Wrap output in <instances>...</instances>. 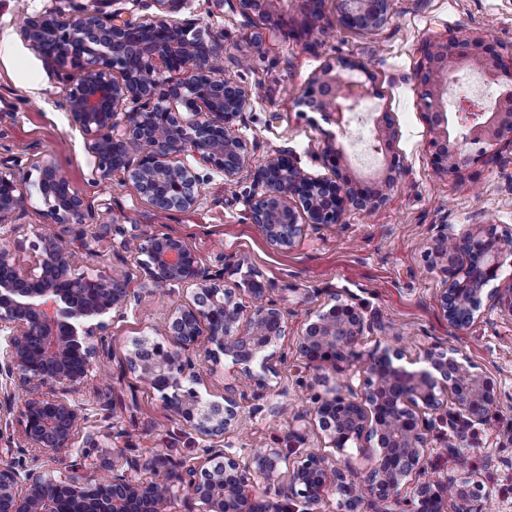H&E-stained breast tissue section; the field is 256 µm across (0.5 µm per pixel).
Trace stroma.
<instances>
[{
  "label": "stroma",
  "mask_w": 512,
  "mask_h": 512,
  "mask_svg": "<svg viewBox=\"0 0 512 512\" xmlns=\"http://www.w3.org/2000/svg\"><path fill=\"white\" fill-rule=\"evenodd\" d=\"M96 9V0H0V159L31 152L54 163L71 187L91 204L92 223L111 225L100 241L73 243L77 272L125 276L132 288L144 281L130 253L121 247L122 234L155 231L187 237L203 263L224 264V285L232 288L247 271H255L270 299L290 312L288 333L271 348L278 370L269 389L246 392L240 410L244 426L224 436L233 452L249 448L284 447L293 429H309L311 447L326 442L308 418L324 383L346 381L348 374L307 364L299 351L303 324L315 316L330 290L353 297L366 318L375 322L361 344L363 352L376 346L405 349L402 365L417 370L425 351L452 349L459 361L470 362L496 383L501 403L485 423L449 432L447 438L429 433L425 448L426 476L435 481L470 476L482 485L480 512H512V445L501 435L512 427V318L487 311L458 332L449 328L437 306L441 276L428 267V248L440 225L461 235L486 225L512 231V145L501 144L499 155L473 164L462 176L438 172L431 160L427 126L420 109L417 69L421 46L433 36L461 35L481 30L501 54L512 53V0H389L387 22L372 30L336 29L332 38L311 47L284 37L258 14L243 13L238 0H181L171 19L195 22L202 34L220 36L224 43L223 73L250 92V101L236 122L248 143L245 170L225 180L212 171L200 188L196 206L186 212H163L143 197L133 181L93 182L94 157L70 123L65 87L47 64L20 36L22 19L56 6L63 17L74 6ZM341 59L360 62L356 80L372 83L377 96L364 103L345 132L320 113L296 105L307 84ZM388 113L397 136L392 150L402 171L385 204L372 213L347 212L344 223L307 227L295 245L276 251L249 220V205L257 188L250 176L265 157L288 150L312 175H325L321 155L327 133H335L353 174H382L380 154L363 156L373 141L374 120ZM45 206L32 194L20 224L0 228V249L16 265L33 269L38 233ZM182 292L147 298L112 322L108 352L74 398L84 408L89 426L103 433L92 457L113 449L150 459L158 455L196 470L215 465L205 443L179 422L159 393L143 386L126 369L134 339L162 340L160 324L182 302ZM202 397L224 400L225 387L239 372L230 358H198ZM106 385L111 406L102 410L97 397ZM16 403L0 416V436L19 444L18 459L36 461L39 470L58 479H84L88 470L73 467L72 457H35L21 447L23 387H12ZM119 430L109 439L111 430Z\"/></svg>",
  "instance_id": "obj_1"
}]
</instances>
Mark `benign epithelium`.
Returning a JSON list of instances; mask_svg holds the SVG:
<instances>
[{
	"instance_id": "benign-epithelium-1",
	"label": "benign epithelium",
	"mask_w": 512,
	"mask_h": 512,
	"mask_svg": "<svg viewBox=\"0 0 512 512\" xmlns=\"http://www.w3.org/2000/svg\"><path fill=\"white\" fill-rule=\"evenodd\" d=\"M247 12L259 11L273 26L305 44L339 25L369 30L387 19L388 0H341L335 20L315 12L301 0L296 14L276 7L279 0H239ZM21 33L29 46L58 66L65 83L69 119L95 158L97 180L130 178L140 193L162 210H187L198 201L203 178L176 158L192 152L198 165L235 179L244 169L247 142L235 122L245 111L249 91L214 70L221 57L219 39H204L190 21L156 16L123 21L115 13L82 10L69 21L55 9L27 17ZM487 36H438L422 48L419 100L428 127L435 168L459 176L472 164L496 157L494 147L512 145V65ZM361 70L352 60L327 66L308 83L297 105L320 113L340 131L350 115L374 96L372 87L343 76ZM476 70L484 84L501 92L494 103L471 98L450 101L448 80ZM164 72H182L168 83ZM137 108L119 121L120 106ZM187 116H182L177 107ZM396 132L387 115L377 121L375 151L385 161L384 174L356 178L349 172L343 147L328 144L322 165L330 175L314 176L297 165L286 150H277L253 173L260 188L250 204L253 223L271 246L290 248L309 224H342L352 209L371 212L395 187L402 164L392 151ZM37 190L46 210L42 243L35 268H17L4 248L0 267L11 276L0 279V411L13 409L6 387L29 384L33 392L21 413L24 447L50 457L73 451L76 436L97 447L101 433L86 428L83 407L73 399L87 378L93 360L104 352L107 330L116 317L150 296L179 288L191 300L167 317L172 334L167 343L148 338L133 341L127 369L154 390L182 423L214 445L208 451L224 456L211 469L197 472L165 456L145 460L121 455L120 462H100L112 469L107 478L58 480L22 463L0 466V512H59V498L71 512H169L172 501L186 496L189 512H325L327 497L337 496L336 512H477L481 484L471 477L460 482H418L410 497L402 483L424 471L425 435L431 416L471 426L486 421L500 396L490 377L437 349L426 351L425 366L408 371L396 365L399 347L359 351L372 328L355 303L333 294L332 304L308 321L299 349L308 363L353 366L362 363L359 385L332 387L315 397L314 416L328 447L342 453L351 444L376 440L373 463L360 476L333 456L312 450L252 448L238 454L216 446L230 428L243 423L235 394L224 404H208L195 388L200 383L190 352L203 351L217 360L230 356L249 385L270 387L277 375L266 351L288 333L283 307L266 300L267 289L251 271L235 288L224 287V271L203 264L183 237L158 232L139 242L133 236L137 266L149 287L141 293L124 277L74 273L70 248L59 226L77 225L75 239L87 238L89 206L70 188L58 167L36 158ZM26 183L0 170V225L14 224L29 206ZM431 268L443 277L438 306L448 325L461 331L482 310L512 318V278L487 289L501 268L512 266V233L494 229L461 236L440 226L428 251Z\"/></svg>"
}]
</instances>
